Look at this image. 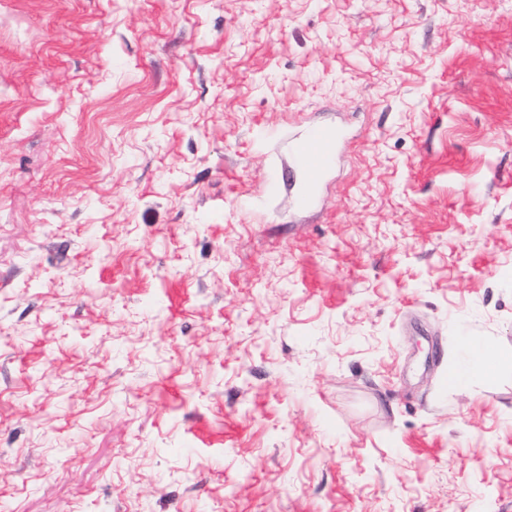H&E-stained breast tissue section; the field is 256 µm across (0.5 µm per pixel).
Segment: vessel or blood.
Masks as SVG:
<instances>
[{
  "instance_id": "1",
  "label": "vessel or blood",
  "mask_w": 512,
  "mask_h": 512,
  "mask_svg": "<svg viewBox=\"0 0 512 512\" xmlns=\"http://www.w3.org/2000/svg\"><path fill=\"white\" fill-rule=\"evenodd\" d=\"M339 140L338 133L329 126L309 125L289 146L291 168L271 171L269 191H276L281 183H291L294 208L306 210L313 207L318 189L336 165Z\"/></svg>"
}]
</instances>
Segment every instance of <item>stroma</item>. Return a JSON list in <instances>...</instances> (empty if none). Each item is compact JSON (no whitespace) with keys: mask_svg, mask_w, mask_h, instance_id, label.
I'll use <instances>...</instances> for the list:
<instances>
[{"mask_svg":"<svg viewBox=\"0 0 512 512\" xmlns=\"http://www.w3.org/2000/svg\"><path fill=\"white\" fill-rule=\"evenodd\" d=\"M0 506L512 512V0H0ZM340 137L327 125H309L294 138L289 146L292 166L273 170L268 180V193L275 192L281 183L294 187L293 207L306 210L314 206L316 194L326 176L336 166V154Z\"/></svg>","mask_w":512,"mask_h":512,"instance_id":"obj_1","label":"stroma"}]
</instances>
